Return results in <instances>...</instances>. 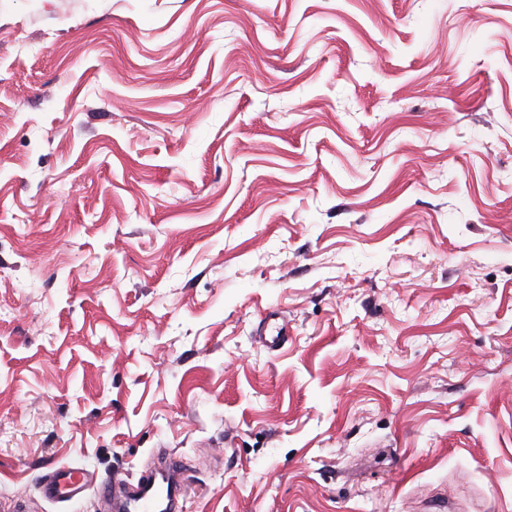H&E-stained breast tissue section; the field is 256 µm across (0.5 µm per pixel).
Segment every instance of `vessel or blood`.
Listing matches in <instances>:
<instances>
[{"mask_svg":"<svg viewBox=\"0 0 512 512\" xmlns=\"http://www.w3.org/2000/svg\"><path fill=\"white\" fill-rule=\"evenodd\" d=\"M287 334V320L272 311L268 312L257 329L260 342L269 348L282 346ZM183 478V472L171 462L161 467L158 474L140 478L136 490L123 492L124 481L115 474L100 484L98 492L103 496H113L116 512H121L126 506L130 507L131 512H162L167 506L164 482L173 479L180 481ZM90 484V475L83 467L66 465L47 474L41 490L49 500L70 502L80 498Z\"/></svg>","mask_w":512,"mask_h":512,"instance_id":"vessel-or-blood-1","label":"vessel or blood"}]
</instances>
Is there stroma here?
Listing matches in <instances>:
<instances>
[{
  "instance_id": "35a3bbf8",
  "label": "stroma",
  "mask_w": 512,
  "mask_h": 512,
  "mask_svg": "<svg viewBox=\"0 0 512 512\" xmlns=\"http://www.w3.org/2000/svg\"><path fill=\"white\" fill-rule=\"evenodd\" d=\"M170 453L180 512H512V0H0V512ZM257 336L266 347L280 348L285 343V336H288V321L274 311H270L260 322ZM89 473L79 465L62 466L47 474L41 484L43 495L55 502H70L89 489Z\"/></svg>"
}]
</instances>
